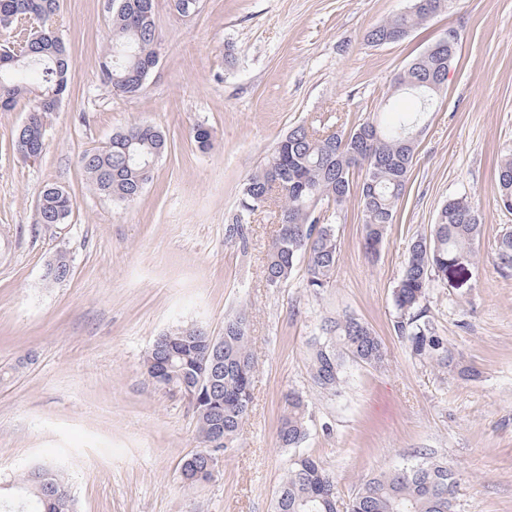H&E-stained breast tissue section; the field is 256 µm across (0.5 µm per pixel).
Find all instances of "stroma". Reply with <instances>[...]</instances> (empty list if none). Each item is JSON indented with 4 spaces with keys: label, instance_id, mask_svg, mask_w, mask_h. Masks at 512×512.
Masks as SVG:
<instances>
[{
    "label": "stroma",
    "instance_id": "35a3bbf8",
    "mask_svg": "<svg viewBox=\"0 0 512 512\" xmlns=\"http://www.w3.org/2000/svg\"><path fill=\"white\" fill-rule=\"evenodd\" d=\"M409 0H200L191 16L155 0L159 62L133 96L99 78L109 41L106 0H59L53 28L74 60L69 90L34 161L16 150L29 102L0 112V486L44 462L69 479L76 512H274L295 452L318 458L345 512L366 479L422 450L458 469L456 512H512V269L496 260L512 213L498 203V166L512 152V0H450L404 41L366 34ZM457 35L448 81L427 116L397 221L378 260L363 247L357 195L336 209L339 253L328 288L304 269L267 287L277 231L271 204L230 228L241 187L293 126L348 130L390 105L410 108L396 76L447 32ZM136 123L163 130L168 149L140 197L117 204L91 191L83 154ZM213 147L199 152L196 125ZM69 192L68 223L37 221L45 185ZM469 196L481 218L474 257L429 290L428 311L468 380L414 356L397 336L392 292L417 235L441 205ZM66 253L71 277L44 279ZM246 312L256 362L253 402L215 479H179L198 446L197 420L157 388L143 358L183 325L224 333ZM349 313L380 337L384 367L345 364L337 393L309 379L325 319ZM311 409L299 450L280 447L287 391Z\"/></svg>",
    "mask_w": 512,
    "mask_h": 512
}]
</instances>
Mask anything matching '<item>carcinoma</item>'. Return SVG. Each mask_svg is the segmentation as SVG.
Masks as SVG:
<instances>
[{
    "label": "carcinoma",
    "instance_id": "1",
    "mask_svg": "<svg viewBox=\"0 0 512 512\" xmlns=\"http://www.w3.org/2000/svg\"><path fill=\"white\" fill-rule=\"evenodd\" d=\"M447 0H411L408 10L371 29L367 40L398 43L412 31L440 15ZM112 15L110 43L100 62L101 81L120 94L142 89L136 74L156 61L160 39L154 0H107ZM58 0H0V28L30 24L22 38L0 50V111L12 110L18 99L28 97L27 124L16 134L15 148L26 158L38 159L45 150L46 127L67 93L73 61L62 39L52 29ZM452 58L448 46L436 41L415 57L395 78V87L412 95L416 107L398 113L394 122L376 112L348 131L310 132L305 125L291 128L275 145L264 166L251 174L241 188L242 218L233 230L246 240L245 217L281 202L280 224L263 267L270 288H280L304 265L306 285L314 292L327 287L336 269L338 241L331 219L335 207L358 189L364 220V246L379 255L388 229L396 223L398 205L406 194L418 145L414 133L423 129L436 91L419 86L428 79L448 74ZM193 141L201 152L212 147L209 128L199 124ZM168 148L166 136L155 127L134 124L112 135L109 145L85 153L82 167L92 191L116 203H131L141 194L139 186L150 180L156 160ZM365 169L362 184L354 186L350 174ZM499 200L512 211V155L498 168ZM73 209L70 194L48 185L41 192L37 210L40 224H66ZM481 231L478 211L466 196L445 202L430 233L411 242L400 279L393 289L398 312L394 328L411 352L448 371L476 378L473 368L462 367L427 315L429 288L448 275L450 263L473 255ZM500 265L512 268V233L497 242ZM248 318L240 312L224 320V375L217 385L196 398L200 448L184 460L179 477L196 485L190 460L207 451L212 432H224V448L232 447L252 403L255 361L250 349ZM168 356L159 360L148 350L143 360L147 377L158 387L185 390L208 378L211 358L207 333L196 326H182L160 335ZM348 359L370 366L385 360L381 339L359 319L346 316L323 328V339L312 350L311 384L335 392L343 383ZM310 422L303 395L288 391L277 430L282 448H298L305 441ZM30 493L27 512H74V499L61 472L49 464L36 466L19 477ZM52 484L64 491L54 500L40 495V485ZM457 473L445 461L422 458L382 471L361 484L347 512H456ZM333 478L311 455H299L291 463L276 493L274 512H336Z\"/></svg>",
    "mask_w": 512,
    "mask_h": 512
}]
</instances>
